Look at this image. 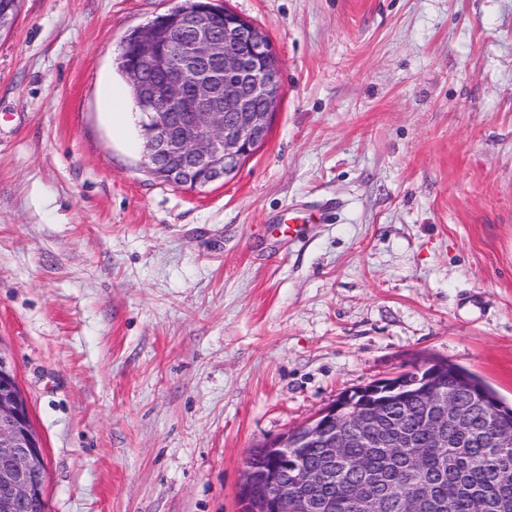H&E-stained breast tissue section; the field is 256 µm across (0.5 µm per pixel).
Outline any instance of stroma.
<instances>
[{
  "instance_id": "obj_1",
  "label": "stroma",
  "mask_w": 512,
  "mask_h": 512,
  "mask_svg": "<svg viewBox=\"0 0 512 512\" xmlns=\"http://www.w3.org/2000/svg\"><path fill=\"white\" fill-rule=\"evenodd\" d=\"M217 2L285 96L197 189L111 110L178 0H22L0 36V351L48 512H238L255 444L428 361L512 405V0Z\"/></svg>"
}]
</instances>
